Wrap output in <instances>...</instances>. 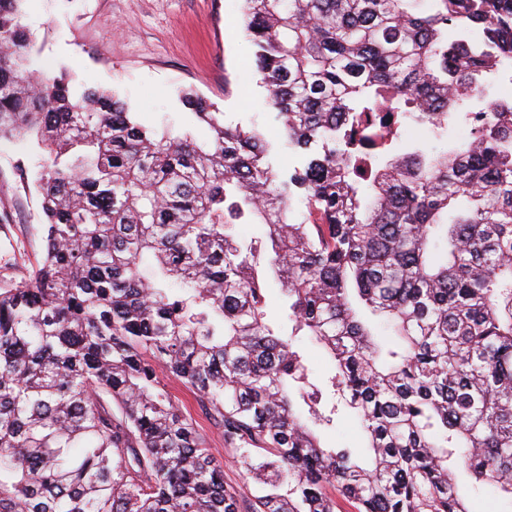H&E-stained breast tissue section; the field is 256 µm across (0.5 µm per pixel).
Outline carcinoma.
<instances>
[{"label":"carcinoma","mask_w":512,"mask_h":512,"mask_svg":"<svg viewBox=\"0 0 512 512\" xmlns=\"http://www.w3.org/2000/svg\"><path fill=\"white\" fill-rule=\"evenodd\" d=\"M23 2L0 0V139L45 155V249L0 281V512H241L159 369L260 486L252 512H476L457 469L512 496V99L489 97L512 80V0H242L291 172L196 93L205 141L38 72ZM461 113L475 143L397 152ZM299 336L330 354L368 463L321 446L338 407ZM266 297V319L275 326L285 325L288 323V309L285 304V298L281 294L278 285L270 282L265 292Z\"/></svg>","instance_id":"carcinoma-1"}]
</instances>
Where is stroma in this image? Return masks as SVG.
Segmentation results:
<instances>
[{
  "instance_id": "obj_1",
  "label": "stroma",
  "mask_w": 512,
  "mask_h": 512,
  "mask_svg": "<svg viewBox=\"0 0 512 512\" xmlns=\"http://www.w3.org/2000/svg\"><path fill=\"white\" fill-rule=\"evenodd\" d=\"M25 22L33 34L34 67L48 74L67 70L75 91L111 89L144 125L190 126L202 141L207 128L178 100L180 90H195L217 104L226 121L256 128L271 141L278 168L297 166L256 73L241 0H26ZM42 162L31 141L0 144V277L5 279L26 277L42 250L35 187ZM161 382L205 435L223 467L225 487L249 505L256 488L198 397L170 377ZM315 432L327 448L359 452L365 445L358 422L343 411L333 425L316 426Z\"/></svg>"
}]
</instances>
